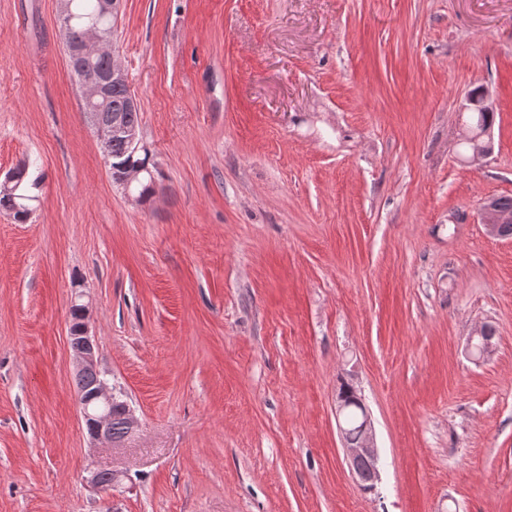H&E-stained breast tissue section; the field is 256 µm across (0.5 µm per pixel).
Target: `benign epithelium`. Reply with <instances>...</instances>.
<instances>
[{
	"label": "benign epithelium",
	"mask_w": 512,
	"mask_h": 512,
	"mask_svg": "<svg viewBox=\"0 0 512 512\" xmlns=\"http://www.w3.org/2000/svg\"><path fill=\"white\" fill-rule=\"evenodd\" d=\"M112 48V41L105 35L92 32L83 41L68 44L66 56L69 68L74 73H80L84 65L103 55L106 49ZM114 86L130 87L128 75L119 61L112 60L109 68L99 72L94 77L81 81L80 96L85 106V112L89 115L101 136V141H106V136H123L131 144H140L138 132L121 124L120 118H112V124H104L98 115L100 104L106 101L110 89ZM507 218L498 213L487 200L481 208V223L485 224L487 231L495 233V225L502 224ZM82 324L78 331H69V347L76 362V370L79 372L91 370L96 375V387L86 396L79 397V406L85 426L93 443L103 447L115 448L117 443L112 441V405L119 404L125 411L129 432L133 433L138 428V420L126 401L115 392L98 368L96 356L95 337L90 333L89 309L81 305ZM346 459L350 470L359 474L358 464L364 459L378 462L379 451L374 442V430L371 419H366L360 442L353 445L344 442ZM122 472L93 471L88 482L94 487H116L121 483Z\"/></svg>",
	"instance_id": "7a95c632"
}]
</instances>
